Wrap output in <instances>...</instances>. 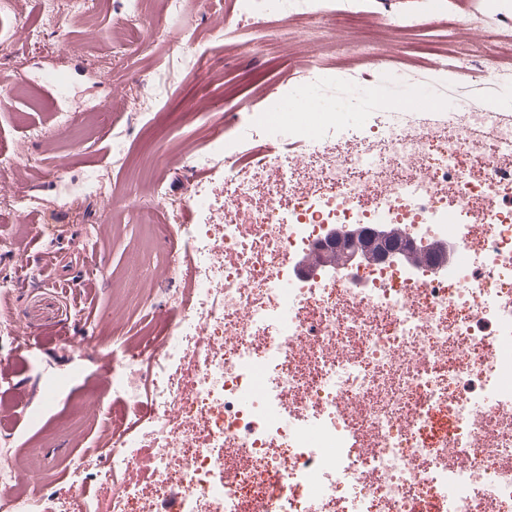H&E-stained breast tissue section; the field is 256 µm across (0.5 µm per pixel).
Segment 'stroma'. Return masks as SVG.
Masks as SVG:
<instances>
[{
	"label": "stroma",
	"mask_w": 512,
	"mask_h": 512,
	"mask_svg": "<svg viewBox=\"0 0 512 512\" xmlns=\"http://www.w3.org/2000/svg\"><path fill=\"white\" fill-rule=\"evenodd\" d=\"M474 3L387 0L392 14L424 10L427 24L418 30L389 26L375 13L286 24L270 17L243 23L226 39L213 31L210 14L219 5L235 17V0H184L176 19L165 15L161 0H104L92 13L61 17L55 37L39 49L19 44L0 51V78L23 89L12 109L0 111V183L15 192L12 206L0 208V322L9 324L0 331V359L18 371L8 434L13 454H35L45 464L43 512L64 497L65 477L78 465L87 506L98 512L104 489L88 450L99 442L100 422L114 418L137 433L148 402L116 397L112 370L125 362L149 312L192 298L184 273L165 272L164 259L183 253L184 242L138 163L154 166L169 200L186 198L200 182L221 194L211 170L164 165L156 142L222 141L280 91L287 73L315 61L331 72L349 69L380 103L411 100L420 111L434 109L432 92L405 90L399 74L428 68V46L465 42L479 66L463 84L488 82L500 59L497 39L470 37L460 26ZM130 11L141 32L132 42L122 25ZM284 25L296 34L293 51L277 57L256 49L270 27ZM89 26L99 31L96 41L82 36ZM179 30L194 36L183 60L171 40ZM117 41L127 44L120 57L113 53ZM199 59L217 76L198 69ZM160 69L170 82L155 92L147 135L144 121L118 104L146 90ZM52 72L63 91L48 84ZM59 253L69 258L62 274L52 264Z\"/></svg>",
	"instance_id": "1"
}]
</instances>
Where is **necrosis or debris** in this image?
<instances>
[{"instance_id":"4bbe7bcc","label":"necrosis or debris","mask_w":512,"mask_h":512,"mask_svg":"<svg viewBox=\"0 0 512 512\" xmlns=\"http://www.w3.org/2000/svg\"><path fill=\"white\" fill-rule=\"evenodd\" d=\"M240 19L357 17L364 0H237ZM458 63L404 71L402 84L447 90ZM317 108L284 151L243 159L241 135L206 148L222 198L198 184L182 207L200 220L180 233L192 258L195 297L164 336H142L112 388L146 393L140 438H112L98 475L112 512H144L171 475L187 491L184 512H411L414 499L447 496L453 512H512V124L469 91L424 116L361 92L353 76L312 64L284 80L252 113V136L273 131L270 114L304 91ZM364 114L337 132V106ZM333 224H397L421 249L455 237L475 244V263L435 277L388 258L363 294L326 276L289 280L287 256ZM500 341L487 357V335ZM429 359L414 364L415 355ZM192 368H184L185 359ZM456 421L468 456L449 470L441 454L417 453L428 425L423 397ZM489 413L485 427L473 407ZM371 435L372 450L360 448ZM149 445V482L122 475ZM286 492L268 496L273 476Z\"/></svg>"}]
</instances>
